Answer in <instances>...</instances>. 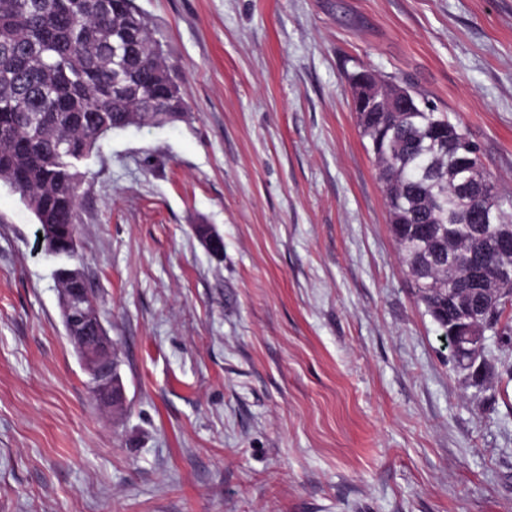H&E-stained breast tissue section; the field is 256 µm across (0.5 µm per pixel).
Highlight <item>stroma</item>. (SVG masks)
Segmentation results:
<instances>
[{"instance_id": "stroma-1", "label": "stroma", "mask_w": 512, "mask_h": 512, "mask_svg": "<svg viewBox=\"0 0 512 512\" xmlns=\"http://www.w3.org/2000/svg\"><path fill=\"white\" fill-rule=\"evenodd\" d=\"M135 3L186 112L80 163L70 260L127 406L91 399L0 182V512H512V345L455 367L348 91L413 85L512 195V0Z\"/></svg>"}]
</instances>
